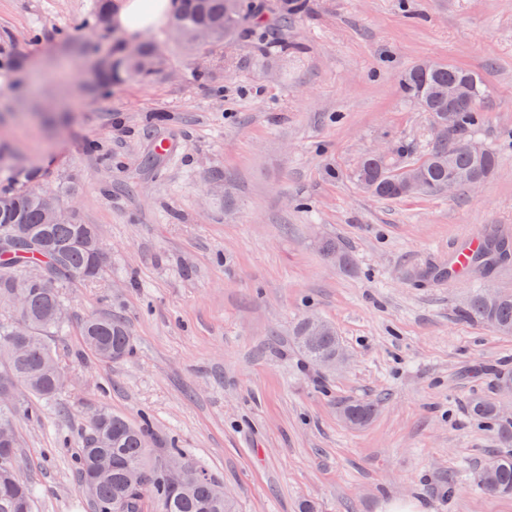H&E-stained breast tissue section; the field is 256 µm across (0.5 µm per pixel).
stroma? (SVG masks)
Wrapping results in <instances>:
<instances>
[{"label": "stroma", "instance_id": "obj_1", "mask_svg": "<svg viewBox=\"0 0 512 512\" xmlns=\"http://www.w3.org/2000/svg\"><path fill=\"white\" fill-rule=\"evenodd\" d=\"M94 3L0 0V193L70 185L63 210L98 226L108 256L100 283L63 287V388L41 420L14 421L38 512H92L77 456L99 403L147 420L153 447L181 448L239 512H385L402 497L512 512L473 486L502 445L467 410L512 408L495 380L512 373V335L461 317L477 276L412 278L512 226V0H308L278 53L250 39L191 50L161 28L165 67L114 83L121 34L97 27ZM201 56L211 81L193 75ZM424 61L483 78L474 139L498 169L475 189L372 197L353 176L362 154L429 145L401 88ZM160 137L174 153L143 167ZM324 237L345 264L323 259ZM106 310L134 338L126 362L81 348L79 323ZM306 316L335 327L344 362L306 364L289 335ZM346 399L377 411L349 426ZM456 274L453 265L447 263L425 262L413 270V278L420 283L429 284L449 279Z\"/></svg>", "mask_w": 512, "mask_h": 512}]
</instances>
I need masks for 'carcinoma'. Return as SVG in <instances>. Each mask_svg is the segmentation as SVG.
Segmentation results:
<instances>
[{
  "label": "carcinoma",
  "mask_w": 512,
  "mask_h": 512,
  "mask_svg": "<svg viewBox=\"0 0 512 512\" xmlns=\"http://www.w3.org/2000/svg\"><path fill=\"white\" fill-rule=\"evenodd\" d=\"M277 28L257 31L251 19L263 8L254 0H178L170 28L184 36V42L210 47L236 38H255L264 49H288L279 32L288 28L296 15L307 8L305 0H277ZM165 63L164 50L156 41L140 44L139 53L130 56L120 45L112 61L110 77L118 81L126 76L147 77ZM475 79L474 98L483 102L486 85L479 74L454 64L435 62L426 71L413 68L404 74L403 90L426 112L448 121V84L465 77ZM483 119L479 108L468 104L457 113L456 133L466 136L478 130ZM498 167V156L490 148L479 155L458 149L448 141L431 140L425 154L409 159L401 147L385 157L369 152L355 167V177L372 196L399 200L402 174L419 170L424 179L415 195L439 192L448 178L458 187L469 186V178L489 179ZM0 307L10 315H0V391L11 396L12 404L0 407V422L23 415L38 418L44 403L51 402L63 385V369L53 335L67 326L56 318V308L65 304L57 284L93 283L106 266L97 227L84 224L68 214L58 222L45 220V202L25 188L1 192L0 200ZM325 259L341 262L342 242L327 237L318 242ZM512 253V234L502 229L484 238L469 257L468 269L475 270L485 255L503 261ZM456 274L450 263L425 262L413 270V278L423 284L449 279ZM461 316L489 326L503 335H512V291L478 290L468 299ZM83 351L104 362L118 363L130 358L133 338L125 322L110 312L88 318L79 325ZM294 342L308 363L333 366L343 352L335 328L316 317H306L293 328ZM339 408L345 419L361 425L371 419L375 404L343 401ZM469 413L496 431L500 443L512 446V421L500 417L497 403L474 398ZM18 437L0 442V512H36V491L28 480L15 478L18 470ZM112 471L88 490L93 512H236L231 497L224 496L221 485L200 465L178 448L156 451L151 448L148 425L137 423L105 407L87 425L79 455L81 482H87L101 461ZM486 462L493 466V483L475 480L477 489L488 495H512V453L492 455ZM181 463L188 468L184 484L172 488L166 479L169 465Z\"/></svg>",
  "instance_id": "cac0c4a2"
}]
</instances>
